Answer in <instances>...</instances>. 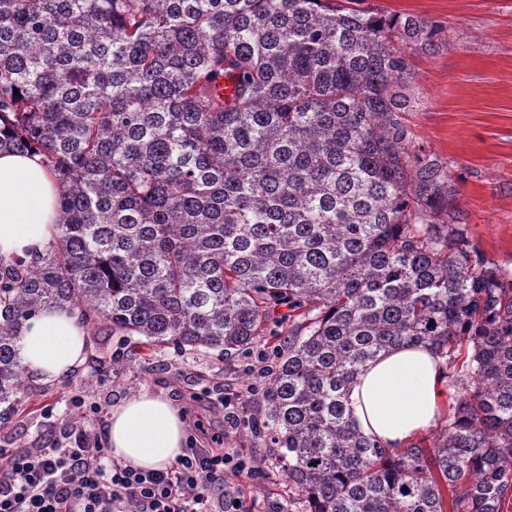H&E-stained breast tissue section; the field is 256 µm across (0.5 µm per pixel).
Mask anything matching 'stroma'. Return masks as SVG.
Here are the masks:
<instances>
[{
	"label": "stroma",
	"instance_id": "stroma-1",
	"mask_svg": "<svg viewBox=\"0 0 512 512\" xmlns=\"http://www.w3.org/2000/svg\"><path fill=\"white\" fill-rule=\"evenodd\" d=\"M373 10L439 22L438 53L417 54L409 112L402 119L425 150L447 163L457 181L464 233L481 259L512 272V0H364ZM85 362L71 377L43 382L29 375L20 398L0 421V448H28L47 438L46 412L69 420L70 398L84 396L110 414L121 399L149 390L182 409L188 437L205 447L201 431L218 432L228 448L251 450L263 470L271 449L250 428L224 425V397L246 391L248 352L135 347L125 337L88 334ZM253 512L284 500L283 476L249 483Z\"/></svg>",
	"mask_w": 512,
	"mask_h": 512
}]
</instances>
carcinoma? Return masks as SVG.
<instances>
[{"label":"carcinoma","instance_id":"1","mask_svg":"<svg viewBox=\"0 0 512 512\" xmlns=\"http://www.w3.org/2000/svg\"><path fill=\"white\" fill-rule=\"evenodd\" d=\"M357 4L0 0V150L61 186L48 250L0 258V404L44 309L181 352L285 330L252 427L288 512H508L512 273L399 117L442 25ZM422 344L454 404L432 445L389 448L349 387Z\"/></svg>","mask_w":512,"mask_h":512}]
</instances>
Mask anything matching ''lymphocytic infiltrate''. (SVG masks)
<instances>
[{"label": "lymphocytic infiltrate", "instance_id": "obj_1", "mask_svg": "<svg viewBox=\"0 0 512 512\" xmlns=\"http://www.w3.org/2000/svg\"><path fill=\"white\" fill-rule=\"evenodd\" d=\"M77 419L57 437L29 448H0V512H251L226 474H257L251 452L216 435L207 448L185 449L169 468L145 471L109 459L87 430L101 409L72 398Z\"/></svg>", "mask_w": 512, "mask_h": 512}]
</instances>
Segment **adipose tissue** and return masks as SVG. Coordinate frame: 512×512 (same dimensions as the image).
<instances>
[{
    "mask_svg": "<svg viewBox=\"0 0 512 512\" xmlns=\"http://www.w3.org/2000/svg\"><path fill=\"white\" fill-rule=\"evenodd\" d=\"M59 194L40 156L0 151V258L45 250L55 234ZM86 336L77 311L43 310L21 333L22 363L41 380L67 378L85 360ZM447 384L443 361L430 348L389 349L352 384L351 419L364 435L405 447L438 421ZM106 435L114 457L135 468L159 469L181 455L186 426L166 395L145 390L113 407Z\"/></svg>",
    "mask_w": 512,
    "mask_h": 512,
    "instance_id": "1",
    "label": "adipose tissue"
}]
</instances>
